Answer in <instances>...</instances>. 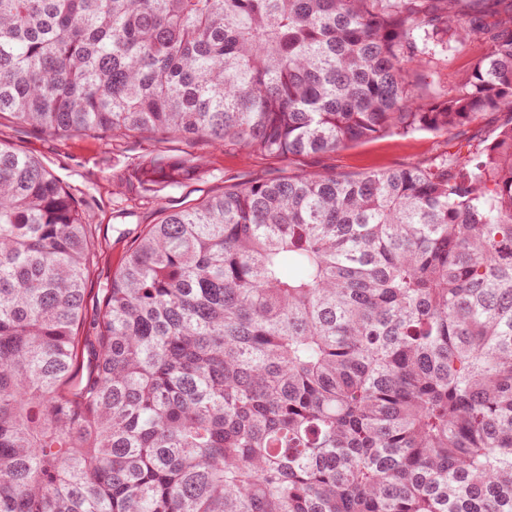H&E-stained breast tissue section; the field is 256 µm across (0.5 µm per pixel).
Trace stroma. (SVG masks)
Listing matches in <instances>:
<instances>
[{"label":"stroma","instance_id":"1","mask_svg":"<svg viewBox=\"0 0 512 512\" xmlns=\"http://www.w3.org/2000/svg\"><path fill=\"white\" fill-rule=\"evenodd\" d=\"M485 37L437 55L420 75L429 90L458 88L475 58L486 52ZM512 120L506 112H485L447 134L419 131L408 135L381 134L343 149L300 156L285 162L259 152L226 144L215 149L198 140L161 138L148 134L118 137L56 136L0 115V142L37 158L81 202L96 243L87 282L85 327L99 318L101 291L112 280L132 241L157 223L165 207H183L222 194L230 186L312 171H330L347 178L367 172L421 165L442 156L477 150ZM204 157L198 176L176 185H150L127 193L126 183L151 157Z\"/></svg>","mask_w":512,"mask_h":512}]
</instances>
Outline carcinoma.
<instances>
[{"mask_svg": "<svg viewBox=\"0 0 512 512\" xmlns=\"http://www.w3.org/2000/svg\"><path fill=\"white\" fill-rule=\"evenodd\" d=\"M499 0H0V114L288 161L512 114ZM484 35L446 93L410 77ZM158 158L129 184H179ZM94 240L0 143V512H512V119L484 148L232 187Z\"/></svg>", "mask_w": 512, "mask_h": 512, "instance_id": "1", "label": "carcinoma"}]
</instances>
